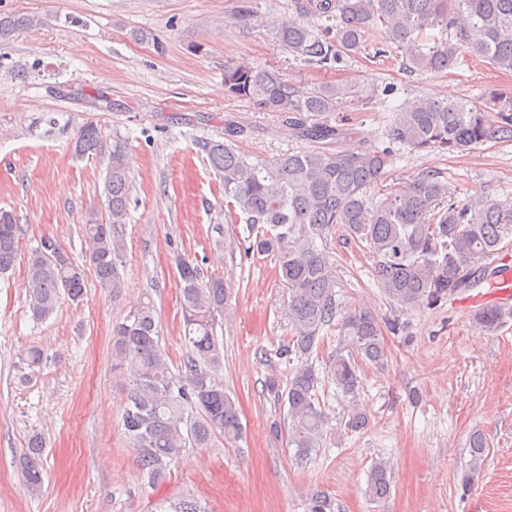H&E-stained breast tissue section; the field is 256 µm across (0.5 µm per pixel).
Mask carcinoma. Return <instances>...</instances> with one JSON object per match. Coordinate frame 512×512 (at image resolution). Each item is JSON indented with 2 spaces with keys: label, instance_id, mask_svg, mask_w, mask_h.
Listing matches in <instances>:
<instances>
[{
  "label": "carcinoma",
  "instance_id": "cac0c4a2",
  "mask_svg": "<svg viewBox=\"0 0 512 512\" xmlns=\"http://www.w3.org/2000/svg\"><path fill=\"white\" fill-rule=\"evenodd\" d=\"M300 19L274 27L277 50L318 68L334 69L348 57L365 53L372 42L394 44L403 53L402 69L409 73H444L479 58L495 71L512 73V0H297ZM229 19L248 24L249 0H236ZM326 20L322 29L313 21ZM31 15L0 14V40L36 25ZM439 35L423 37L428 30ZM224 90L267 112H305L322 117L350 105H367L377 97L349 80L324 82L305 90L279 69L247 61L224 66ZM353 134L349 128L324 122L302 127V136L319 143L312 150L288 153L266 163H250L232 142L206 147L211 167L223 182L229 220H242L256 231L252 251L276 258L278 279L288 289V319L296 333L292 348L303 362L285 390L288 405V444L303 463L323 447L325 416L317 397L321 383L307 358L321 332L341 318L348 336L326 374L337 389L354 397L360 387L359 362L385 358L379 319L369 310L340 316L336 277L325 238L336 224L364 244L374 258L373 278L397 311L425 305L436 307L448 296L469 288L475 274L494 279L499 271L483 264L503 251L512 238V208L486 198L450 201L448 182L427 171L378 199L368 189L381 183L392 163V145L423 151L462 152L493 136L512 138V90L491 88L478 103L425 98L397 112L386 136L390 146L364 147L353 153L332 152L320 142ZM100 128L84 125L75 152L96 149ZM133 181V159L121 140L112 143L105 194L109 220L87 224L89 265L98 286L116 298L124 288L125 218ZM21 227L0 212V274L18 256ZM183 337L187 354L174 374L161 350L155 308L147 302L129 313L112 330L113 371H128L122 428L134 448L148 483L156 484L189 447L206 448L216 435L236 443L242 427L235 401L216 380L224 346L217 336L219 321L230 311L231 285L205 278L198 264L181 258L177 264ZM29 308L46 319L66 301L78 302L86 287V270L54 239L45 237L27 259ZM512 310L486 305L474 315L486 334L499 330ZM347 428H364L359 405L347 412ZM43 440L30 439L20 462L27 490L43 486ZM488 442L479 431L469 439L470 460L461 476L469 486L486 459ZM391 491V469L377 461L367 476V494L384 499ZM157 512H205L192 497L163 500ZM309 512H334L330 495L318 491Z\"/></svg>",
  "mask_w": 512,
  "mask_h": 512
}]
</instances>
